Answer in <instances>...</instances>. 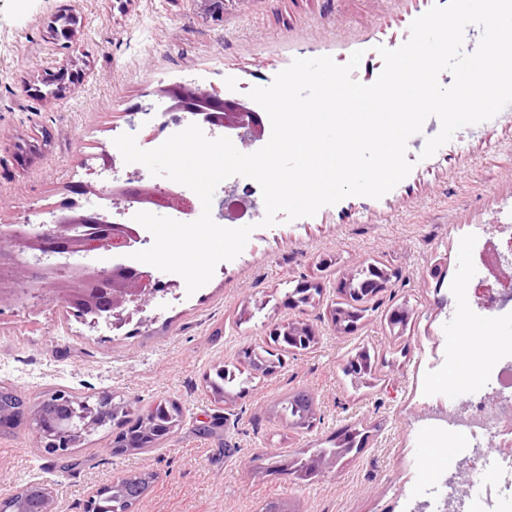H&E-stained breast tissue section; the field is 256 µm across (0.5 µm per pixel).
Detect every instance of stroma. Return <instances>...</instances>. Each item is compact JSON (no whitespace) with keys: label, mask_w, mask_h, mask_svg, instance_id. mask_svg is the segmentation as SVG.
Here are the masks:
<instances>
[{"label":"stroma","mask_w":512,"mask_h":512,"mask_svg":"<svg viewBox=\"0 0 512 512\" xmlns=\"http://www.w3.org/2000/svg\"><path fill=\"white\" fill-rule=\"evenodd\" d=\"M447 0H223L221 18L199 0H0V227L40 222L94 180L112 139L138 125L140 148L168 137L159 87L184 82L248 101L293 59L350 58L353 42L371 54L353 71L367 84L381 73L378 46L396 48L414 19ZM72 5L82 17L79 43L52 40L47 26ZM77 62L65 97L26 93L62 60ZM426 133L412 136L410 174L383 197L344 198L311 217L278 216L260 227L265 208L257 181L232 176L213 199L248 206L243 251L196 292L168 282L170 299L153 297L122 329L89 328L55 297L0 299V388L35 404L54 390L80 398L109 393L136 406L177 403L183 424L162 448L112 455L115 426L99 428L72 450L70 468L38 449L28 422L0 427V503L23 487L49 485L58 512H86L96 490L121 474L153 476L139 512H260L277 498L296 512H403L414 486L427 483L443 448L424 434L425 406L448 394L449 371L433 364L459 332V289L476 296L472 231L512 237V113L463 127L429 158ZM384 261L391 286L370 303L358 330L331 328L326 302L294 311L288 298L307 281L333 290L362 262ZM412 307L413 336L390 334L385 315ZM320 333L314 349L284 356L280 371L255 378L232 402L215 401L207 379L233 367L243 348L264 345L273 324L294 317ZM385 354L381 379L353 388L342 365L357 348ZM304 389L316 400L311 433L298 434L277 410ZM363 422L373 433L352 460L309 485L291 476L258 477L256 458L325 447L336 430ZM212 434H205V427Z\"/></svg>","instance_id":"obj_1"}]
</instances>
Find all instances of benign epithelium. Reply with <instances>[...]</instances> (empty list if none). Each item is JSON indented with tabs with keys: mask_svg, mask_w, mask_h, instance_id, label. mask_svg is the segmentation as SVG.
<instances>
[{
	"mask_svg": "<svg viewBox=\"0 0 512 512\" xmlns=\"http://www.w3.org/2000/svg\"><path fill=\"white\" fill-rule=\"evenodd\" d=\"M64 19L68 24L61 28L52 27L53 33L69 39L77 37L79 17L65 13L56 21ZM68 75L69 63L66 61L59 63L56 70L46 72L48 82L56 85L59 92L65 89ZM161 94L171 95L176 100L169 111L187 112L224 129L225 135L235 136L247 145L264 136L265 127L259 113L241 103L226 101L216 93L182 84L164 87ZM83 191L96 196L105 192L113 205L123 202L192 210V205L178 193L164 192L159 185L146 184L142 178L132 175L125 179L116 177L100 189L87 184ZM50 213L52 219L47 224H17L12 229L0 230V298L6 293L13 295L22 288L31 297H38L31 291V279L41 270L43 277L52 279L55 297L66 307L76 309L82 321L91 328L101 318L122 324L133 314L143 311L160 287L151 272L126 267L108 270L71 263L76 257L133 250L143 242L136 229L130 224L112 222L90 207L52 209ZM371 271L379 277L373 280V289L366 291L370 297L376 295L388 280V273L374 263L360 269L363 274ZM271 336L278 342L285 336H300L304 339L305 350L318 340L313 325L297 319L275 327ZM55 398L69 410V415L47 420L40 411L21 405L13 409L1 407L0 419L26 416L44 452L57 458L69 455L78 440L112 421V416L103 415L104 410H121L130 414V419H135L131 406L125 401H114L112 396H100L92 402L79 401L72 399L69 391L60 389Z\"/></svg>",
	"mask_w": 512,
	"mask_h": 512,
	"instance_id": "benign-epithelium-1",
	"label": "benign epithelium"
}]
</instances>
